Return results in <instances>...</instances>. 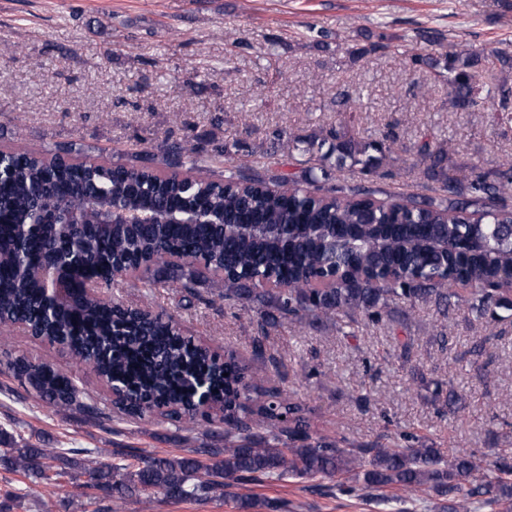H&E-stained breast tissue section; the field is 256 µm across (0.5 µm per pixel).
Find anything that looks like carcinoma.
<instances>
[{
	"instance_id": "carcinoma-1",
	"label": "carcinoma",
	"mask_w": 512,
	"mask_h": 512,
	"mask_svg": "<svg viewBox=\"0 0 512 512\" xmlns=\"http://www.w3.org/2000/svg\"><path fill=\"white\" fill-rule=\"evenodd\" d=\"M379 51L407 57L448 86L451 105L462 111L487 105L512 54L494 49L462 51L444 59L402 48L394 37L355 47L358 58ZM327 152H322L325 144ZM292 148L325 167L350 164L368 177L389 164L388 139L356 140L338 129L293 139ZM265 157L270 151L235 142L227 146L164 139L156 151L130 152L100 161L77 141L47 152L0 149V327L22 325L57 342L85 364L109 391L117 412L151 423L162 416L203 433L224 426V447L191 448L174 457L129 454L110 466H95L88 452L59 454L20 444L0 431V470L32 479L88 476L83 491L68 499L71 512H120L136 500L156 502L234 499L240 512L273 509L269 501L241 497L231 488L269 478L313 483L338 477L365 492L397 490L434 494L451 501L450 512H471L481 501L512 512V462H485L475 452L446 458L440 449L341 448L312 434L301 406L254 381L249 367L222 358L182 333L170 316L116 303L98 289L80 293L63 308L44 304L43 286L28 277L26 261L67 237L70 256L106 274L120 271L132 287L171 288L183 298L210 288L224 300L254 312L262 333L288 324L298 330L322 325L377 324L392 306L431 305L448 316L463 303L479 319L491 306L512 308V284L499 272L512 266V175L479 173L458 165L442 142L422 139L416 155L438 193L396 196L381 188L300 177L278 168L258 172L245 164L222 171L231 150ZM65 203L83 212L96 233H67L43 224L36 203ZM129 211H189L193 222L109 224L104 205ZM434 238L437 250L420 258L409 242ZM38 402L87 416L97 408L66 372L24 355L8 356ZM212 394L204 409L201 387Z\"/></svg>"
}]
</instances>
